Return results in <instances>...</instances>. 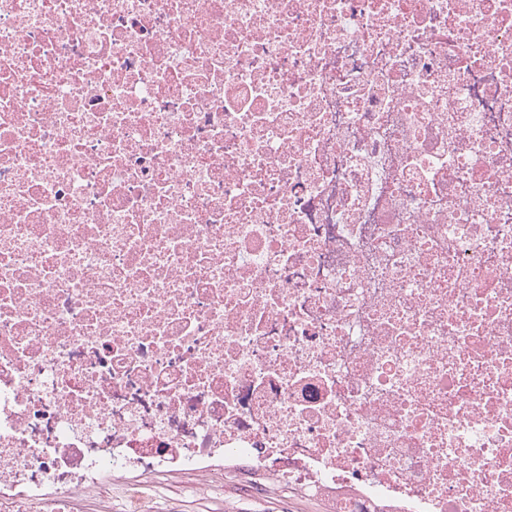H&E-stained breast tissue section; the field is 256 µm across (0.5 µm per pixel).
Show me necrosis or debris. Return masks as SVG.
Returning a JSON list of instances; mask_svg holds the SVG:
<instances>
[{"instance_id":"1","label":"necrosis or debris","mask_w":512,"mask_h":512,"mask_svg":"<svg viewBox=\"0 0 512 512\" xmlns=\"http://www.w3.org/2000/svg\"><path fill=\"white\" fill-rule=\"evenodd\" d=\"M243 461L512 512V0H0V512Z\"/></svg>"}]
</instances>
